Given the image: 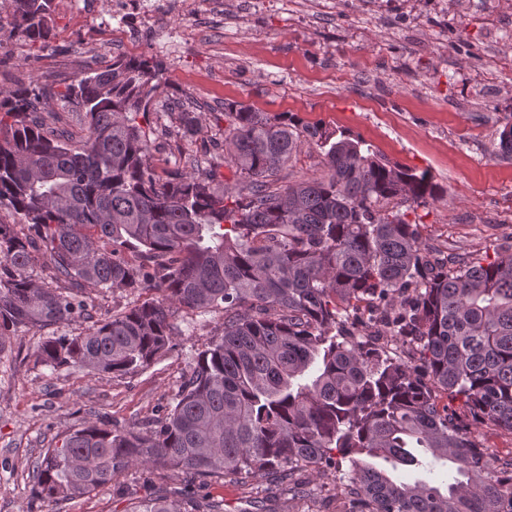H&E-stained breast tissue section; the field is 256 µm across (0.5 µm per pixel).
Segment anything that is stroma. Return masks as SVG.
<instances>
[{
	"instance_id": "obj_1",
	"label": "stroma",
	"mask_w": 512,
	"mask_h": 512,
	"mask_svg": "<svg viewBox=\"0 0 512 512\" xmlns=\"http://www.w3.org/2000/svg\"><path fill=\"white\" fill-rule=\"evenodd\" d=\"M82 9L54 0L55 37L43 49L19 39L9 0H0V88L34 82L52 98L45 119L80 146L86 131L65 99L67 87L114 56L105 33L110 0ZM194 19L169 9L148 29L139 8L126 16L138 55L161 59L167 83L148 119L158 173L191 161L224 164V106L290 112L333 132L362 137L390 161L426 171L442 200L418 207L423 242L444 255H494L512 245V160L496 155L512 114V0H470L466 14L448 0H197ZM197 113L200 133L177 131L174 113ZM172 349L138 371H54L34 362L43 332L22 328L0 353V512H124L128 498L103 491L61 505L32 492L40 451L66 432L98 421L125 426L161 410L199 350L219 333L217 313L180 316ZM308 481L317 503L336 493L339 475L299 468L292 480L202 479L161 467L130 470L122 485L223 501L224 512H307L293 479Z\"/></svg>"
}]
</instances>
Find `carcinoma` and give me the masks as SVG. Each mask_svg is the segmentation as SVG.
<instances>
[{"mask_svg":"<svg viewBox=\"0 0 512 512\" xmlns=\"http://www.w3.org/2000/svg\"><path fill=\"white\" fill-rule=\"evenodd\" d=\"M13 29L50 47L54 0H11ZM164 68L118 58L68 87L86 138L72 147L46 127L39 87L0 90L2 336L51 332L36 361L79 363L123 375L172 347L175 313H219V337L199 351L163 413L121 428L92 422L41 453L35 495L47 502L112 489L135 466L199 478L280 477L284 469L347 460L340 512H512V461L504 466L442 408L464 400L479 423L512 435V251L492 261L429 251L401 211L439 199L431 176L386 160L372 144L291 116L224 108V163L161 177L147 116ZM182 136L198 133L180 112ZM512 158V117L498 132ZM326 173L294 182L284 171L304 145ZM57 286L33 279V254ZM141 290L144 301L95 318L84 296ZM411 346L393 357L372 336ZM456 466L446 487L400 481L421 454ZM129 512H224V503L153 492Z\"/></svg>","mask_w":512,"mask_h":512,"instance_id":"1","label":"carcinoma"}]
</instances>
